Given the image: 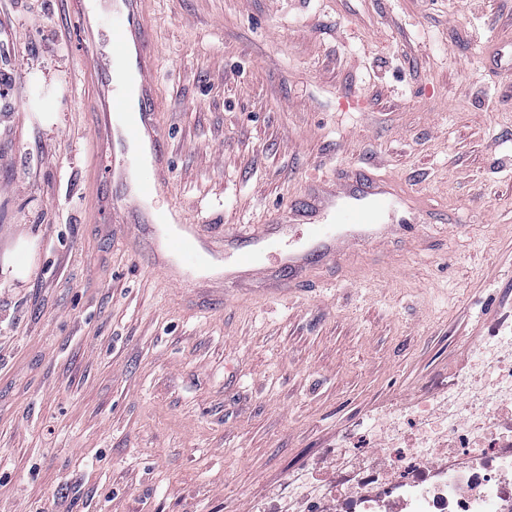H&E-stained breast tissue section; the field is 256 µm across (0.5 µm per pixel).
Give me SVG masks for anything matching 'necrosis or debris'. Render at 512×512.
<instances>
[{"label": "necrosis or debris", "mask_w": 512, "mask_h": 512, "mask_svg": "<svg viewBox=\"0 0 512 512\" xmlns=\"http://www.w3.org/2000/svg\"><path fill=\"white\" fill-rule=\"evenodd\" d=\"M385 456L342 447L302 467L260 512H512V336L482 346L455 395L423 401Z\"/></svg>", "instance_id": "4bbe7bcc"}]
</instances>
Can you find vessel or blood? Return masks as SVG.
<instances>
[{"label":"vessel or blood","instance_id":"b4317fda","mask_svg":"<svg viewBox=\"0 0 512 512\" xmlns=\"http://www.w3.org/2000/svg\"><path fill=\"white\" fill-rule=\"evenodd\" d=\"M149 0H79L73 19L86 40L83 68L96 85L103 110L95 129L97 150L109 160L107 175L124 186L112 208L136 217L128 225L126 243L155 237L154 263L169 265L172 256L184 264L229 254L234 267L225 282L236 291L269 298L291 293L297 280L315 276L327 266H340L348 248L359 242L380 243L411 232L426 199L397 178L374 174L359 165L334 182L307 179L300 200L282 206L271 220L225 232L220 243L205 242L200 228L181 205L143 210L145 198L165 195L171 165L158 110V52L148 16ZM112 22V44L102 53L91 39L90 11Z\"/></svg>","mask_w":512,"mask_h":512}]
</instances>
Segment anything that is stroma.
I'll return each instance as SVG.
<instances>
[{
    "label": "stroma",
    "mask_w": 512,
    "mask_h": 512,
    "mask_svg": "<svg viewBox=\"0 0 512 512\" xmlns=\"http://www.w3.org/2000/svg\"><path fill=\"white\" fill-rule=\"evenodd\" d=\"M168 194L213 235L373 162L424 246L288 299L175 287L110 227L60 0H0V512H259L512 322V0H153Z\"/></svg>",
    "instance_id": "35a3bbf8"
}]
</instances>
